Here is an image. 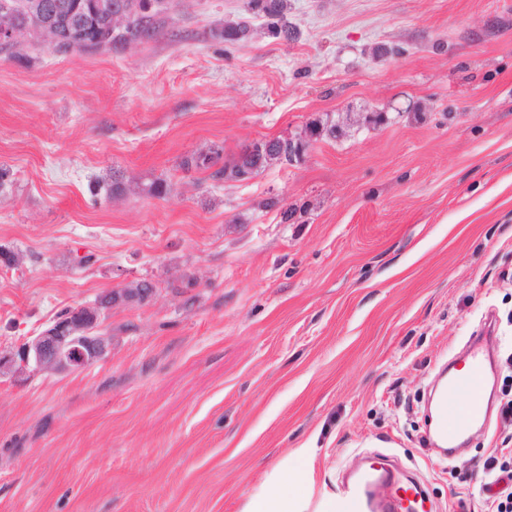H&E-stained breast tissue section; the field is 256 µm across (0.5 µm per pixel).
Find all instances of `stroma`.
<instances>
[{
  "label": "stroma",
  "instance_id": "stroma-1",
  "mask_svg": "<svg viewBox=\"0 0 512 512\" xmlns=\"http://www.w3.org/2000/svg\"><path fill=\"white\" fill-rule=\"evenodd\" d=\"M286 15L289 41L249 0H164L147 41L0 52V351L154 285L113 306L101 360L0 376V512H242L286 468L291 512H324L379 453L438 512H489L483 462L512 448V0ZM314 123L340 133L246 181L180 166ZM488 318L496 409L445 459L426 393Z\"/></svg>",
  "mask_w": 512,
  "mask_h": 512
}]
</instances>
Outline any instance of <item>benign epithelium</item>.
Segmentation results:
<instances>
[{
    "label": "benign epithelium",
    "mask_w": 512,
    "mask_h": 512,
    "mask_svg": "<svg viewBox=\"0 0 512 512\" xmlns=\"http://www.w3.org/2000/svg\"><path fill=\"white\" fill-rule=\"evenodd\" d=\"M135 12L128 0H94L89 13L82 3L48 4L45 0H14L0 9V47H12L26 32L34 35H52L58 41L67 35V47L100 49L112 45V27L115 21L127 23ZM97 24L99 35L93 41L84 31L88 21ZM316 138L310 129L295 136L276 137L254 141L244 147L249 158L257 162L255 170L272 160L292 163L303 157ZM152 289L138 286L123 288L100 299L92 309L79 307L58 317L39 334L30 337L15 354L0 353V374L40 372L43 370H80L107 352L111 337L100 332V323L112 306L118 302L133 304L150 296Z\"/></svg>",
    "instance_id": "benign-epithelium-1"
}]
</instances>
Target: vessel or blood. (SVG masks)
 Masks as SVG:
<instances>
[{
	"instance_id": "vessel-or-blood-1",
	"label": "vessel or blood",
	"mask_w": 512,
	"mask_h": 512,
	"mask_svg": "<svg viewBox=\"0 0 512 512\" xmlns=\"http://www.w3.org/2000/svg\"><path fill=\"white\" fill-rule=\"evenodd\" d=\"M490 358L486 337L473 342L462 366L443 370L434 400V437L444 457L456 456L467 434L482 425L487 415L485 394ZM336 512H433L427 507L419 482L404 480L387 465H363L342 482Z\"/></svg>"
}]
</instances>
